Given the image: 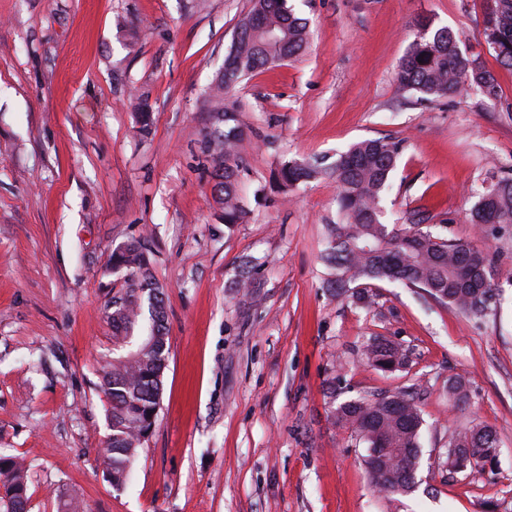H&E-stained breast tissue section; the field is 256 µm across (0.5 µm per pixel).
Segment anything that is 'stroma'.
Wrapping results in <instances>:
<instances>
[{
    "label": "stroma",
    "instance_id": "obj_1",
    "mask_svg": "<svg viewBox=\"0 0 512 512\" xmlns=\"http://www.w3.org/2000/svg\"><path fill=\"white\" fill-rule=\"evenodd\" d=\"M288 3L309 22L306 50L226 99L248 212L229 226L201 152L203 92L250 0H0V451L29 462L31 512H61L73 487L77 512H512V224L471 221L479 193L512 173V68L485 39L492 0ZM426 19L481 56L495 97L399 88ZM374 138L400 147L385 223L490 253L504 285L482 317L399 283L365 303L324 288L336 181L286 194L272 176ZM134 240L164 287L168 354L155 426L118 491L98 385L123 283L111 256ZM376 336L409 366L364 364ZM452 378L467 403L449 397ZM405 390L423 419L417 486L383 496L364 445L328 414ZM475 423L495 429V460L448 474L450 437Z\"/></svg>",
    "mask_w": 512,
    "mask_h": 512
}]
</instances>
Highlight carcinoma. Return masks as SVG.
Masks as SVG:
<instances>
[{
  "label": "carcinoma",
  "mask_w": 512,
  "mask_h": 512,
  "mask_svg": "<svg viewBox=\"0 0 512 512\" xmlns=\"http://www.w3.org/2000/svg\"><path fill=\"white\" fill-rule=\"evenodd\" d=\"M485 35L495 58L512 68V0H494ZM306 19L286 0H251L240 21L224 63L206 92L209 126L203 136L211 161L215 200L222 205L224 223L241 224L246 211L239 201L236 146L242 135L236 114L224 95L240 81L268 67V55L292 59L309 44ZM398 86L420 100L444 97L478 88L488 97L497 94L492 73L479 58L464 55L448 28L418 25L396 73ZM399 156L398 143L386 138L357 142L337 154L329 167L289 160L278 171L287 193L318 177L329 175L339 185L338 205L344 223L328 227L323 260L326 287L352 288L360 301L378 282H401L425 290L432 298L473 316L497 303L498 284L492 260L472 243L452 242L418 225L398 229L382 222V199ZM477 224H512V177H503L481 195L473 215ZM112 269L124 272L122 288L108 302L112 326V362L104 366L99 390L107 399L110 430L105 471L112 487L126 485L143 447L145 432L154 426L167 360L164 288L154 278L150 260L138 241L112 252ZM361 360L374 368L393 371L409 365L401 344L374 337L365 342ZM338 427L354 433L369 448L381 436L389 451L377 468H367L371 484L386 495L406 494L414 486L413 471L421 454L423 419L410 391L373 399L345 401L331 410ZM470 448L488 456L497 448L495 431L477 424L448 441L446 460ZM0 512H28V467L12 454L0 452Z\"/></svg>",
  "instance_id": "obj_1"
}]
</instances>
